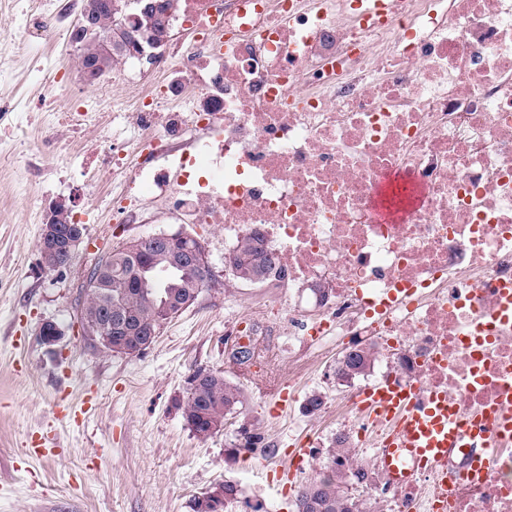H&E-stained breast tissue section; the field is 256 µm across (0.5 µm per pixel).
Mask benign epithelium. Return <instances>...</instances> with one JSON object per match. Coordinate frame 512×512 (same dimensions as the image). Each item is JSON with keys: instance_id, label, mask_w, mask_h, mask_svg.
Wrapping results in <instances>:
<instances>
[{"instance_id": "obj_1", "label": "benign epithelium", "mask_w": 512, "mask_h": 512, "mask_svg": "<svg viewBox=\"0 0 512 512\" xmlns=\"http://www.w3.org/2000/svg\"><path fill=\"white\" fill-rule=\"evenodd\" d=\"M160 6L159 0H147L141 7V14L126 15L115 0L110 3L115 20L105 34L97 35L100 52L110 56L112 48L121 44L138 60L153 61L158 49L170 40L171 25H166L160 34L145 30L141 27L140 15L155 13ZM96 7V0H87L75 26L74 45L79 49L96 28ZM83 239L84 226L73 219L64 200L55 201L49 207L38 243L42 268L54 271L68 265ZM122 249L131 260L127 279L136 282L138 287H146L149 274L157 267L177 269L182 277L178 290L167 292L161 303L153 305L152 319L145 320L128 309L113 308L110 302L89 307L90 299L112 288L109 258L95 262L85 275L81 285L85 302L80 306V320L86 335L110 352L135 355L152 343L160 326L195 303L203 289L213 282V274L201 242H194L192 237L179 232L140 236L123 244ZM39 336L45 345L53 346L62 332L56 324L45 322Z\"/></svg>"}]
</instances>
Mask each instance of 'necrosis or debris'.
<instances>
[{
    "label": "necrosis or debris",
    "instance_id": "1",
    "mask_svg": "<svg viewBox=\"0 0 512 512\" xmlns=\"http://www.w3.org/2000/svg\"><path fill=\"white\" fill-rule=\"evenodd\" d=\"M45 3L0 0V14L47 41L70 15ZM391 3L390 18L368 19L354 0H174L189 43L122 73L128 95L110 107L112 150L137 166L97 175L112 181L115 223L219 224L228 251L256 233L285 270L269 287L327 290L315 321L261 296L230 322L260 376L276 380L287 359L310 378L325 336L392 339L393 382L465 417L512 418V0ZM391 174L421 195L383 224L373 199ZM362 391L336 416L356 450L387 432L365 424ZM447 474V512H512V427L413 484L380 467L370 486L390 512H434Z\"/></svg>",
    "mask_w": 512,
    "mask_h": 512
}]
</instances>
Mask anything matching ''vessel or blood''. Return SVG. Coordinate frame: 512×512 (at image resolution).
I'll list each match as a JSON object with an SVG mask.
<instances>
[{
	"label": "vessel or blood",
	"instance_id": "b4317fda",
	"mask_svg": "<svg viewBox=\"0 0 512 512\" xmlns=\"http://www.w3.org/2000/svg\"><path fill=\"white\" fill-rule=\"evenodd\" d=\"M359 407L369 418L389 425L375 462L402 482L413 480L425 466L444 461L449 449L461 447L471 433L445 396L420 394L414 385L374 384L363 391Z\"/></svg>",
	"mask_w": 512,
	"mask_h": 512
}]
</instances>
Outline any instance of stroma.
<instances>
[{
    "mask_svg": "<svg viewBox=\"0 0 512 512\" xmlns=\"http://www.w3.org/2000/svg\"><path fill=\"white\" fill-rule=\"evenodd\" d=\"M11 16H0V31L23 43L15 76L0 85V101L17 93L40 94L54 87L51 71H35L32 60L44 46L23 41ZM62 56L65 90L55 102L67 112L87 98L124 93L117 73L95 85L82 82L78 51L68 32L55 36ZM96 132L61 140L30 141L24 151L0 155V512H192L197 496L230 480L244 491L230 512H294L298 487L320 472L336 430L327 411L304 415L307 394L319 390L327 406L339 404L336 360L343 350L334 337L319 342L321 359L312 380L282 368L295 398L276 415L275 396L253 381L254 369L225 362L231 339L226 321L247 313L241 296L253 286L225 288L223 229L193 224L112 222L111 186L90 185L88 154ZM102 154L112 144L98 141ZM65 200L85 228L84 241L66 269L39 268L38 241L50 204ZM197 238L205 247L214 278L194 304L164 325L152 345L136 355L106 352L78 328L80 283L102 252L161 230ZM55 323L62 336L43 344L39 328ZM198 369L224 372L239 383L245 404L239 416L212 437H197L178 407L188 377ZM256 425L264 449L230 459L227 449L240 426ZM53 437V454L37 457L40 437ZM310 443L314 461L279 480L294 445Z\"/></svg>",
    "mask_w": 512,
    "mask_h": 512,
    "instance_id": "stroma-1",
    "label": "stroma"
}]
</instances>
